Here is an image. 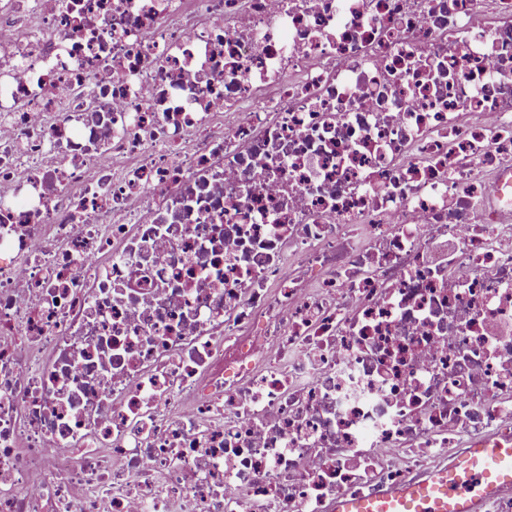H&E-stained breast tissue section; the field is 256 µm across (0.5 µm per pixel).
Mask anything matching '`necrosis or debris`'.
<instances>
[{
  "label": "necrosis or debris",
  "mask_w": 512,
  "mask_h": 512,
  "mask_svg": "<svg viewBox=\"0 0 512 512\" xmlns=\"http://www.w3.org/2000/svg\"><path fill=\"white\" fill-rule=\"evenodd\" d=\"M512 439V0L0 5V512H330Z\"/></svg>",
  "instance_id": "necrosis-or-debris-1"
}]
</instances>
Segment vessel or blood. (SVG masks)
<instances>
[{
	"label": "vessel or blood",
	"instance_id": "b4317fda",
	"mask_svg": "<svg viewBox=\"0 0 512 512\" xmlns=\"http://www.w3.org/2000/svg\"><path fill=\"white\" fill-rule=\"evenodd\" d=\"M510 491L512 444L493 442L383 497L341 498L331 512H485L494 495Z\"/></svg>",
	"mask_w": 512,
	"mask_h": 512
}]
</instances>
